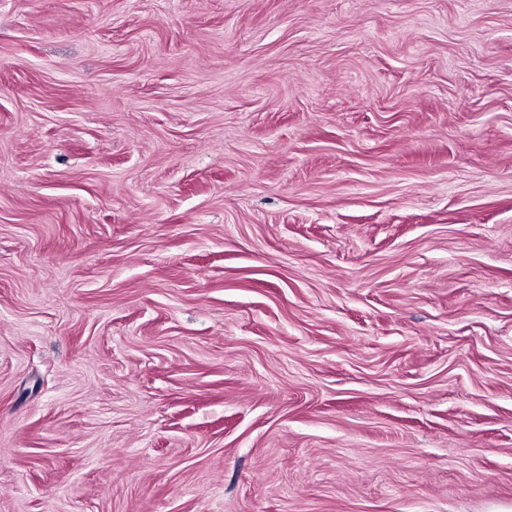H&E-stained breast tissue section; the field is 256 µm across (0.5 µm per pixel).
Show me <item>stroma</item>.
<instances>
[{"instance_id":"obj_1","label":"stroma","mask_w":512,"mask_h":512,"mask_svg":"<svg viewBox=\"0 0 512 512\" xmlns=\"http://www.w3.org/2000/svg\"><path fill=\"white\" fill-rule=\"evenodd\" d=\"M0 512H512V0H0Z\"/></svg>"}]
</instances>
